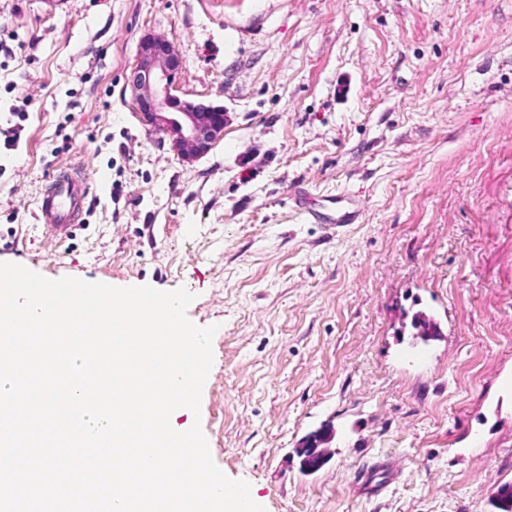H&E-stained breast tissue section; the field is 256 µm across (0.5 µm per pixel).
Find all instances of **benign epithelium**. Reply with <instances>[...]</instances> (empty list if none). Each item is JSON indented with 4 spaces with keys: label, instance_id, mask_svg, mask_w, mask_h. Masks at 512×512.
I'll use <instances>...</instances> for the list:
<instances>
[{
    "label": "benign epithelium",
    "instance_id": "benign-epithelium-1",
    "mask_svg": "<svg viewBox=\"0 0 512 512\" xmlns=\"http://www.w3.org/2000/svg\"><path fill=\"white\" fill-rule=\"evenodd\" d=\"M183 62L173 42L151 35L137 48L136 63L126 78L142 120L169 133L184 161L207 154L224 136V107L183 100L175 94Z\"/></svg>",
    "mask_w": 512,
    "mask_h": 512
}]
</instances>
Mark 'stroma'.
Returning a JSON list of instances; mask_svg holds the SVG:
<instances>
[{
    "mask_svg": "<svg viewBox=\"0 0 512 512\" xmlns=\"http://www.w3.org/2000/svg\"><path fill=\"white\" fill-rule=\"evenodd\" d=\"M181 98L223 106L185 162L126 77L145 34ZM0 262L49 279L186 287L216 326L199 413L266 512H495L512 481V0H0ZM84 227L34 219L60 166ZM350 195L334 237L292 195ZM441 336L403 359L418 311ZM335 451L302 472L322 428ZM389 457L401 465L384 466ZM91 178L79 166H66L52 172L36 202L34 218L52 237L69 238L80 224ZM333 433L331 428L321 429L309 434L302 442L299 448L296 449V454L300 459V467L303 472L309 473L314 472L321 468L328 460L329 456L321 457L315 453L316 448H310L307 446L308 440L311 442L322 443L328 439ZM318 453L326 455L333 451V448H328V443H322L318 448Z\"/></svg>",
    "mask_w": 512,
    "mask_h": 512,
    "instance_id": "1",
    "label": "stroma"
}]
</instances>
